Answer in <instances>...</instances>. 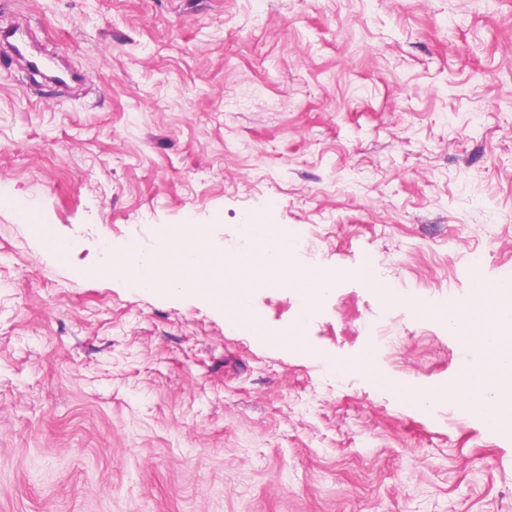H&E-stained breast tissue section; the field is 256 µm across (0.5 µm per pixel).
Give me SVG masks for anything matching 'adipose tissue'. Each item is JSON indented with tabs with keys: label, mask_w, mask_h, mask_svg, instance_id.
<instances>
[{
	"label": "adipose tissue",
	"mask_w": 512,
	"mask_h": 512,
	"mask_svg": "<svg viewBox=\"0 0 512 512\" xmlns=\"http://www.w3.org/2000/svg\"><path fill=\"white\" fill-rule=\"evenodd\" d=\"M416 317L440 316L450 335L473 356L456 379L409 391L421 406L454 403L475 416L490 433H502L501 419L512 416V290L482 281L468 302L435 311L416 301Z\"/></svg>",
	"instance_id": "ef3b65f1"
}]
</instances>
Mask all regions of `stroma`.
Returning <instances> with one entry per match:
<instances>
[{
    "label": "stroma",
    "mask_w": 512,
    "mask_h": 512,
    "mask_svg": "<svg viewBox=\"0 0 512 512\" xmlns=\"http://www.w3.org/2000/svg\"><path fill=\"white\" fill-rule=\"evenodd\" d=\"M14 23L85 83L0 54V512H512V436L398 393L472 360L411 302L512 278V0H0ZM251 219L343 272L303 348L89 272ZM252 303L275 335L303 299ZM370 347L391 386L324 374Z\"/></svg>",
    "instance_id": "35a3bbf8"
}]
</instances>
